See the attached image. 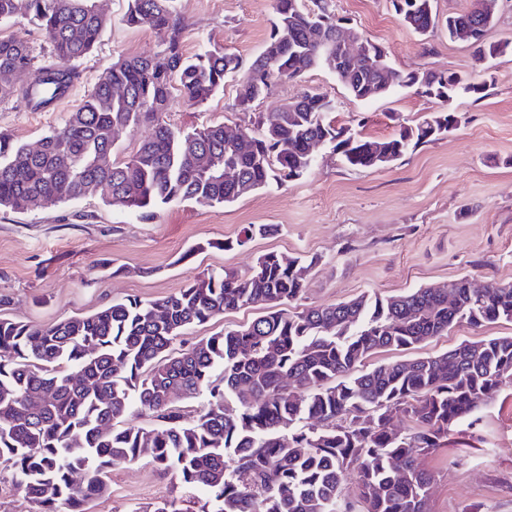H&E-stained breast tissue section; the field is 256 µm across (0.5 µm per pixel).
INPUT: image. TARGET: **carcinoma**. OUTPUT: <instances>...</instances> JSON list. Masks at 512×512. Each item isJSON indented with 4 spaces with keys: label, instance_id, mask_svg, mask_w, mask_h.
I'll use <instances>...</instances> for the list:
<instances>
[{
    "label": "carcinoma",
    "instance_id": "cac0c4a2",
    "mask_svg": "<svg viewBox=\"0 0 512 512\" xmlns=\"http://www.w3.org/2000/svg\"><path fill=\"white\" fill-rule=\"evenodd\" d=\"M175 0H129L126 22L168 32L154 56L119 58L81 105L45 135L37 151L0 133V210L20 211L33 198L67 203L86 195L117 199L141 221L171 203L227 205L267 186L299 179L316 166L312 141H323L354 169L385 167L461 122L434 113L399 124L384 141L336 125L335 103L304 92L277 112L254 116L244 143L222 123L182 130L165 114L174 93L207 102L238 79L234 107H251L281 79L309 70L332 73L354 98L370 101L398 88L445 102L482 87L454 73H402L385 55L365 61L337 53L342 27L333 0H275L269 39L251 60L223 48L184 53ZM433 0H393L402 22L424 35L438 25ZM37 21L59 64L34 65L30 49L0 38V100L19 90L35 110L53 106L79 79L73 63L92 51L105 24L93 0H0V20ZM495 17L482 0L449 15L448 38L463 29L478 60L512 55V42H484ZM152 127L125 160L113 158L115 132ZM207 153L215 165L201 168ZM236 178L224 179V165ZM266 225H248L203 252L243 247ZM316 260L261 254L253 269L212 270L174 294L112 302L90 315L45 325L0 316V462L35 512H84L108 490L110 469L150 458L184 484L204 491L201 512H354L340 477L355 475L363 512H426L431 475L420 459L512 384V336L462 342L425 357L358 366L377 350H413L465 323H512V284L480 296L465 275L446 288L420 287L389 298L300 307L306 273ZM453 305H448V296ZM265 314L188 345L190 329L241 309ZM206 396L187 422L171 401ZM417 428L403 434L393 413ZM155 418L152 428L123 427L128 414Z\"/></svg>",
    "mask_w": 512,
    "mask_h": 512
}]
</instances>
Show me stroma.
<instances>
[{
  "mask_svg": "<svg viewBox=\"0 0 512 512\" xmlns=\"http://www.w3.org/2000/svg\"><path fill=\"white\" fill-rule=\"evenodd\" d=\"M96 5L105 26L91 53L77 62L80 77L69 98L35 112L14 93L0 103V132L36 145L78 107L112 61L162 49L166 30L126 25L128 0ZM175 7L189 56L216 45L251 60L275 16L274 0H176ZM335 8L348 28L382 48L394 69L455 73L483 84L482 93L445 102L407 89L360 101L332 73L314 69L297 81H277L253 111H276L311 91L335 100L337 124L363 120V133L376 140L397 133L398 118L413 125L448 110L462 116L457 129L378 169L346 167L324 150L300 179L225 206L173 203L150 223L97 196L2 210L0 315L49 325L129 297L155 300L213 269L247 272L271 251L317 258L306 278V306L363 295L387 298L462 275L480 284H512V62L485 67L470 45L449 40L440 27L418 35L402 23L392 0H335ZM1 33L29 46L35 65L55 63L51 44L29 17L0 21ZM235 95V82L227 81L204 105L175 100L167 119L186 130L247 123V114L233 106ZM247 224H270L274 231L242 248L218 249V242L234 239ZM206 240L213 249L192 252V245ZM103 260L125 265V273L108 275L99 266ZM489 336H512V324H462L426 342L420 353L434 355ZM421 465L433 476L427 512H512V389L494 391L477 418L459 425ZM169 501L179 512H200L205 498L143 459L113 468L108 492L91 501L88 512H153Z\"/></svg>",
  "mask_w": 512,
  "mask_h": 512,
  "instance_id": "1",
  "label": "stroma"
}]
</instances>
